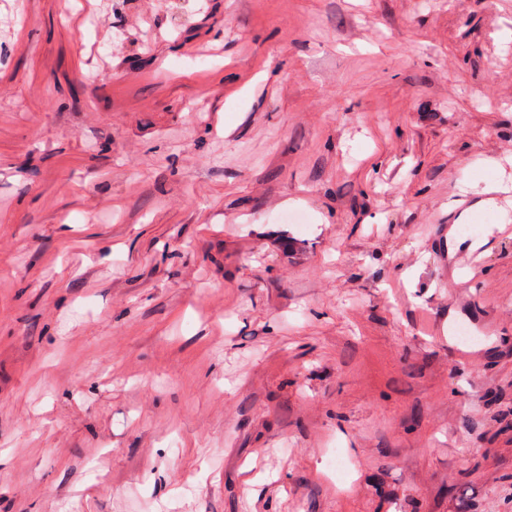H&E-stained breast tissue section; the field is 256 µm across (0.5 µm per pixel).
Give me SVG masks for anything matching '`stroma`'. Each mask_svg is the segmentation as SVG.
Instances as JSON below:
<instances>
[{"mask_svg": "<svg viewBox=\"0 0 512 512\" xmlns=\"http://www.w3.org/2000/svg\"><path fill=\"white\" fill-rule=\"evenodd\" d=\"M506 211L512 0H0V512H512Z\"/></svg>", "mask_w": 512, "mask_h": 512, "instance_id": "obj_1", "label": "stroma"}]
</instances>
